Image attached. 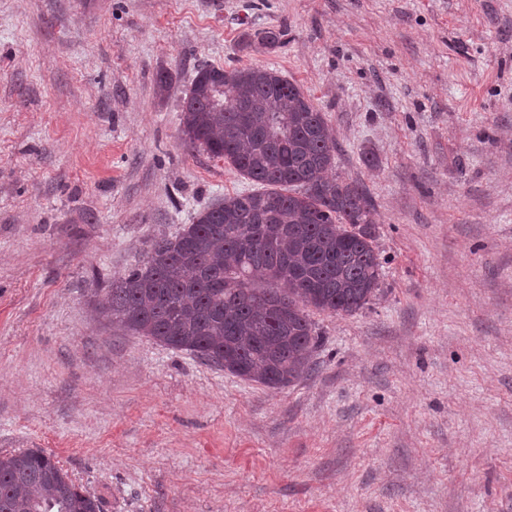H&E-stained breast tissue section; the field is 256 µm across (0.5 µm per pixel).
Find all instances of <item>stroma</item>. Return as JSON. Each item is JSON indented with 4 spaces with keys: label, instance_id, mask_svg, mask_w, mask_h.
<instances>
[{
    "label": "stroma",
    "instance_id": "obj_1",
    "mask_svg": "<svg viewBox=\"0 0 512 512\" xmlns=\"http://www.w3.org/2000/svg\"><path fill=\"white\" fill-rule=\"evenodd\" d=\"M205 63L294 81L374 202L381 290L312 313L281 389L95 311L256 188L182 143ZM29 448L103 512H512V0H0V455Z\"/></svg>",
    "mask_w": 512,
    "mask_h": 512
}]
</instances>
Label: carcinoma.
I'll list each match as a JSON object with an SVG mask.
<instances>
[{
  "label": "carcinoma",
  "mask_w": 512,
  "mask_h": 512,
  "mask_svg": "<svg viewBox=\"0 0 512 512\" xmlns=\"http://www.w3.org/2000/svg\"><path fill=\"white\" fill-rule=\"evenodd\" d=\"M185 143L264 186L197 212L104 289L96 310L239 377L278 389L308 373L309 310L351 315L380 291L374 206L330 179L324 115L278 71L203 64L182 103ZM0 512H102L41 448L0 456Z\"/></svg>",
  "instance_id": "1"
}]
</instances>
